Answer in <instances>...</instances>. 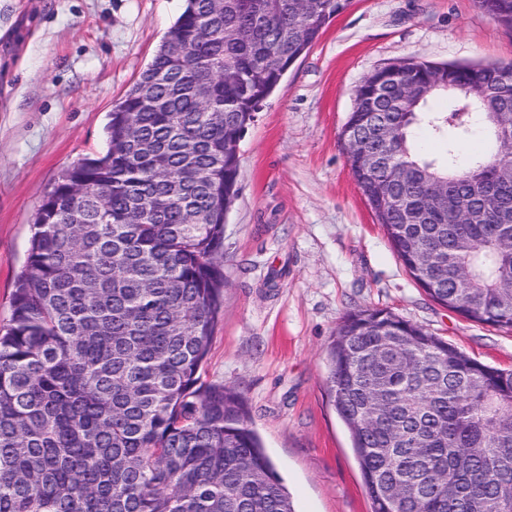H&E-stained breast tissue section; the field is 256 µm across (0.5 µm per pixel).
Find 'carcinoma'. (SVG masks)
I'll return each instance as SVG.
<instances>
[{
  "mask_svg": "<svg viewBox=\"0 0 512 512\" xmlns=\"http://www.w3.org/2000/svg\"><path fill=\"white\" fill-rule=\"evenodd\" d=\"M207 3L186 0L112 107L105 152L63 170L37 209L0 331V512H295L241 395L199 370L240 140L348 0ZM475 3L512 28V0ZM411 83L424 94L406 107ZM475 83L486 93L472 98ZM505 100L512 65L410 58L361 80L343 134L380 159L364 172L348 156L416 283L512 330ZM385 125L390 139L374 135ZM476 130L483 150L463 168ZM327 356L372 512H512L511 370L378 308L349 312Z\"/></svg>",
  "mask_w": 512,
  "mask_h": 512,
  "instance_id": "1",
  "label": "carcinoma"
}]
</instances>
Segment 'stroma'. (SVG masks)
Listing matches in <instances>:
<instances>
[{"label":"stroma","instance_id":"1","mask_svg":"<svg viewBox=\"0 0 512 512\" xmlns=\"http://www.w3.org/2000/svg\"><path fill=\"white\" fill-rule=\"evenodd\" d=\"M185 0H0V326L32 217L60 173L105 147L108 114ZM415 58L512 63V29L475 0H350L240 143L224 225V306L202 382L240 391L296 512H371L326 385L343 317L386 308L477 361L512 369V331L433 302L354 182L341 139L354 89ZM282 270L277 287L270 270Z\"/></svg>","mask_w":512,"mask_h":512}]
</instances>
